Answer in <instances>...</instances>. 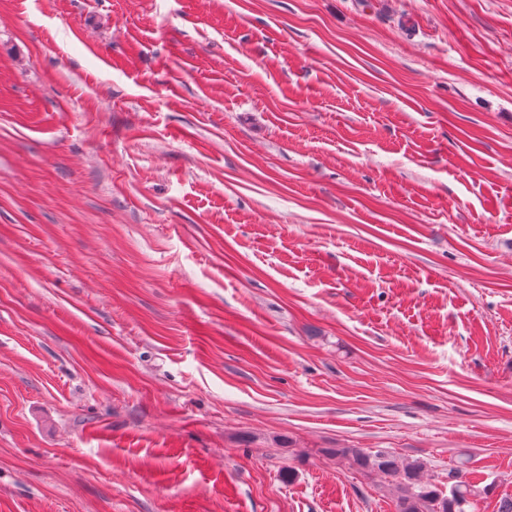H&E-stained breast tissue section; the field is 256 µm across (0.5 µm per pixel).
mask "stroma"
Wrapping results in <instances>:
<instances>
[{
  "mask_svg": "<svg viewBox=\"0 0 512 512\" xmlns=\"http://www.w3.org/2000/svg\"><path fill=\"white\" fill-rule=\"evenodd\" d=\"M512 496V0H0V512ZM334 453L359 473L384 475L396 512H469L477 498L493 489L490 484L482 488L471 484L460 465L448 469L446 493L436 483L423 480L426 463L421 460L404 463L387 451L365 448H336Z\"/></svg>",
  "mask_w": 512,
  "mask_h": 512,
  "instance_id": "35a3bbf8",
  "label": "stroma"
}]
</instances>
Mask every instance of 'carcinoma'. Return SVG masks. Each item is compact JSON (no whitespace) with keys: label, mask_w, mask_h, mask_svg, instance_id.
I'll use <instances>...</instances> for the list:
<instances>
[{"label":"carcinoma","mask_w":512,"mask_h":512,"mask_svg":"<svg viewBox=\"0 0 512 512\" xmlns=\"http://www.w3.org/2000/svg\"><path fill=\"white\" fill-rule=\"evenodd\" d=\"M335 454L359 473L384 475L396 512H469L474 501L493 489L491 484L480 488L470 483L460 465L448 468L445 491L423 480L426 463L421 460L404 463L387 451L365 448H337Z\"/></svg>","instance_id":"carcinoma-1"}]
</instances>
